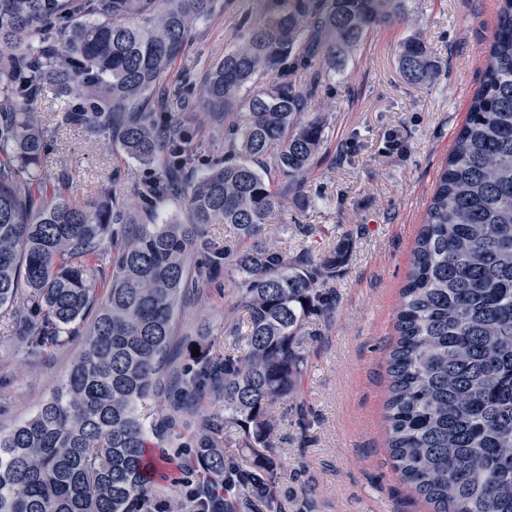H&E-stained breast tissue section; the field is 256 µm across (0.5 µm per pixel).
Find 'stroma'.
Segmentation results:
<instances>
[{"label":"stroma","mask_w":512,"mask_h":512,"mask_svg":"<svg viewBox=\"0 0 512 512\" xmlns=\"http://www.w3.org/2000/svg\"><path fill=\"white\" fill-rule=\"evenodd\" d=\"M499 0H406L405 12L371 29L358 50L330 72L308 108L320 113L325 143L317 166L297 194L282 198L270 223L287 225L279 238L287 256L325 253L350 243L340 273L322 283L336 300L327 316L309 320L301 350L307 370L296 396L275 409L278 439L272 455L277 478L267 501L241 512H431V506L391 468L386 443L387 362L394 315L411 270L413 249L435 181L482 79L497 25ZM257 0H222L197 24L171 81L191 74L194 111L180 118L194 130L199 167L224 158V122L200 108L207 71L259 21ZM419 34L439 63L431 83L409 82L395 48ZM59 101L45 88L37 101L44 134L54 146L41 171L77 203L102 199L113 178L122 182L127 210L138 213L136 186L149 174L108 137L56 125ZM244 311L230 288H205L180 309L172 348L178 369L190 364L187 345L200 326L210 331V353L223 358L224 331ZM11 312L0 311V427L28 419L67 375L80 350L73 339L32 355L14 337ZM161 436L150 449L157 472L138 512H167L173 499L202 485L183 471L174 441L193 442L203 420L224 423V404L204 395L189 425L168 423L167 395L153 404Z\"/></svg>","instance_id":"obj_1"}]
</instances>
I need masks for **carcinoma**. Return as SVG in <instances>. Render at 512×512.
I'll list each match as a JSON object with an SVG mask.
<instances>
[{
  "instance_id": "cac0c4a2",
  "label": "carcinoma",
  "mask_w": 512,
  "mask_h": 512,
  "mask_svg": "<svg viewBox=\"0 0 512 512\" xmlns=\"http://www.w3.org/2000/svg\"><path fill=\"white\" fill-rule=\"evenodd\" d=\"M216 2L0 0V307L15 308V338L36 353L90 321L65 380L31 418L0 429V512H132L148 496L152 401L177 311L188 289L216 287L223 272L247 314L224 340L243 354L213 358L200 327L194 368L170 383L173 411L194 413L195 394L224 399V423L241 429L250 461L204 421L187 465L224 492V512L268 495L274 405L301 384L304 323L333 311L320 284L348 246L289 258L266 220L323 147V120L307 106L327 70L405 2L260 0L262 20L206 76L203 104L224 113V162L188 181L192 131L172 117L171 68ZM396 54L411 82L439 75L419 35ZM299 69L304 89L291 78ZM47 85L61 102L57 124L105 132L156 170L137 187L138 216L118 193L77 204L40 180L50 144L32 104ZM270 155L279 192L262 167ZM169 201L184 206V223L159 220ZM207 224L226 226L224 248L203 246L192 269ZM395 331L393 471L433 512H512V0H500L481 84L427 206Z\"/></svg>"
}]
</instances>
